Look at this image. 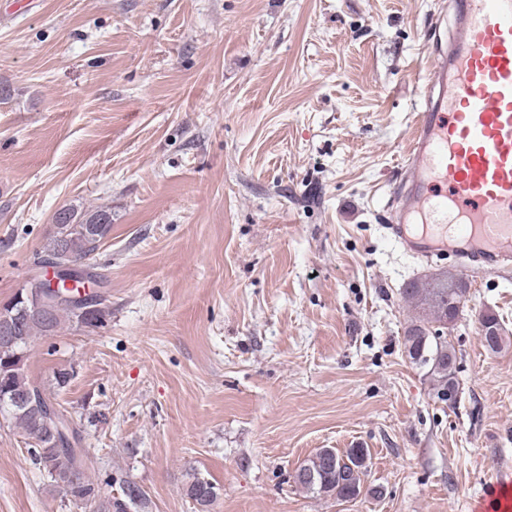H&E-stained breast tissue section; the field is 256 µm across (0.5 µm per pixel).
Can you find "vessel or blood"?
Wrapping results in <instances>:
<instances>
[{"instance_id": "1", "label": "vessel or blood", "mask_w": 512, "mask_h": 512, "mask_svg": "<svg viewBox=\"0 0 512 512\" xmlns=\"http://www.w3.org/2000/svg\"><path fill=\"white\" fill-rule=\"evenodd\" d=\"M432 26L387 230L407 253L461 272L512 267V0H453Z\"/></svg>"}]
</instances>
